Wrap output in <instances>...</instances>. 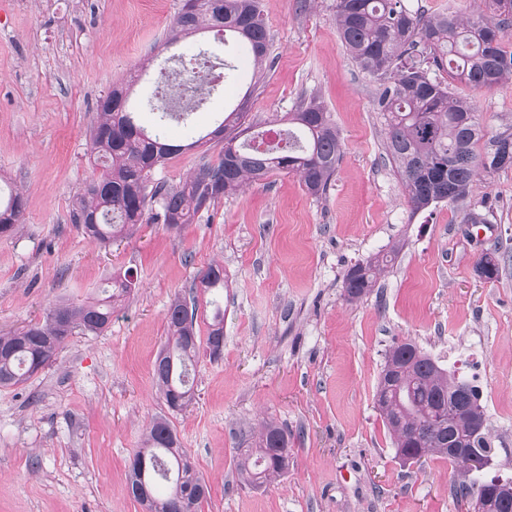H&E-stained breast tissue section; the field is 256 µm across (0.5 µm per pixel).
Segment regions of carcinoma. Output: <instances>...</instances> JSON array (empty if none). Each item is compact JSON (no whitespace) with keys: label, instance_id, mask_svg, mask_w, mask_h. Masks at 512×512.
Masks as SVG:
<instances>
[{"label":"carcinoma","instance_id":"1","mask_svg":"<svg viewBox=\"0 0 512 512\" xmlns=\"http://www.w3.org/2000/svg\"><path fill=\"white\" fill-rule=\"evenodd\" d=\"M486 11L466 18L411 12L401 0H336L335 20L352 59L376 87L375 109L384 119L386 150L405 187L412 212L441 203L465 201L475 180L512 166V132L486 137L477 110L457 97L453 88L482 89L512 77V51L505 37L512 32V0H485ZM212 31L223 43H239L252 54L256 72L271 66L270 34L260 0H182L168 27L166 44L202 31ZM188 94L179 87L153 105L159 123L147 131L129 105L128 89L113 86L97 104L90 129L91 153L101 162L97 175L86 181L71 203L70 220L82 234L101 245L122 240L141 224L179 228L215 209L224 197L249 183L279 172L296 175L307 193H326L342 157L336 126L324 105L303 98L285 117L280 140L260 148L265 133L258 123L245 124L249 97L224 116L220 124L187 145L167 142L161 126L173 118L180 98L210 93L220 72L213 67ZM237 126L252 134L244 141L227 133ZM221 145L217 155L203 151L192 175L178 185L153 178L156 169L176 153ZM482 149H477L479 143ZM509 162H504V159ZM24 218V203L16 193L0 207V236L15 233ZM397 250L353 266L357 276L344 282L350 301L371 292L378 272L394 260ZM203 293L224 289V267L209 265L200 277ZM137 288L126 271L112 277L103 298L54 303L43 322L20 332L0 335V387L25 384L38 369L53 362L76 332L99 335L112 322V309ZM206 322V336L197 327L198 296H177L166 313L167 339L154 361L153 377L169 415L153 418L141 446L130 457L128 481L145 468L151 482L149 497L134 495L144 512H200L209 495L207 484L186 463L171 417L192 400L196 359L200 349L212 357L224 347V309L218 299ZM461 378L450 375L412 343H396L385 354L375 393V408L388 428L396 454L413 463L436 455L454 467L458 494L475 499L481 491L497 496L499 512H512V480L500 486L467 482L468 462L491 460L493 448L486 430L473 427L474 414L466 398L457 395ZM454 411L455 424L440 430L438 411ZM288 429L264 422L257 440L238 449L236 471L241 484L259 488L288 473Z\"/></svg>","mask_w":512,"mask_h":512}]
</instances>
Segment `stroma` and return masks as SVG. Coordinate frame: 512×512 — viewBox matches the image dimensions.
<instances>
[{"instance_id": "stroma-1", "label": "stroma", "mask_w": 512, "mask_h": 512, "mask_svg": "<svg viewBox=\"0 0 512 512\" xmlns=\"http://www.w3.org/2000/svg\"><path fill=\"white\" fill-rule=\"evenodd\" d=\"M260 3L271 69L256 79L247 52L226 49L230 77L188 121L165 125L183 151L154 176L189 177L202 157L191 141L241 99L276 130L315 94L343 144L327 194L278 173L198 223L144 224L106 248L70 221L96 170L97 101L143 71L131 98L153 128L150 75L171 55L213 49L212 36L166 45L181 0H0V190L26 202L18 233L0 237V334L43 320L59 299L100 296L117 271L138 278L107 331L72 336L51 366L0 388V512H143L127 467L147 424L167 412L152 375L165 315L214 262L227 281L223 353L200 355L195 398L174 420L210 491L201 512H469L448 460L402 462L375 408L385 352L405 341L479 388L495 450L486 473L512 476V168L480 177L466 201L411 213L375 88L339 39L333 0ZM454 92L477 106L488 134L512 130V81ZM469 210L486 223H464ZM396 244L373 290L348 301L346 271ZM486 254L499 263L493 281L476 272ZM265 418L288 430V472L240 486L237 450Z\"/></svg>"}]
</instances>
